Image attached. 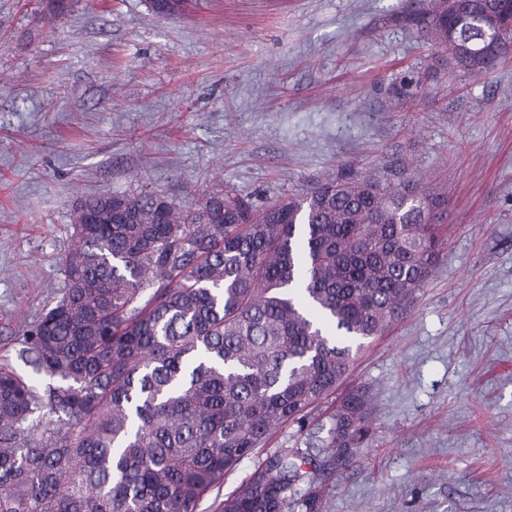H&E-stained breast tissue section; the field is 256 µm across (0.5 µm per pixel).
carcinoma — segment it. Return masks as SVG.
Wrapping results in <instances>:
<instances>
[{
	"instance_id": "1",
	"label": "carcinoma",
	"mask_w": 512,
	"mask_h": 512,
	"mask_svg": "<svg viewBox=\"0 0 512 512\" xmlns=\"http://www.w3.org/2000/svg\"><path fill=\"white\" fill-rule=\"evenodd\" d=\"M448 63L480 77L512 51V0H430ZM439 197L404 179L327 176L258 208L99 194L72 218L64 288L0 367V512H196L288 421L336 390L407 310L445 246ZM94 223L88 224L86 220ZM374 412L354 390L315 454H274L222 512H325Z\"/></svg>"
}]
</instances>
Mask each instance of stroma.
Here are the masks:
<instances>
[{
    "label": "stroma",
    "instance_id": "stroma-1",
    "mask_svg": "<svg viewBox=\"0 0 512 512\" xmlns=\"http://www.w3.org/2000/svg\"><path fill=\"white\" fill-rule=\"evenodd\" d=\"M425 0H0V366L61 296L75 204L228 189L262 206L325 174L404 169L444 199L448 244L410 310L267 456L323 445L368 388L380 413L327 512H512V53L450 67L409 15Z\"/></svg>",
    "mask_w": 512,
    "mask_h": 512
}]
</instances>
